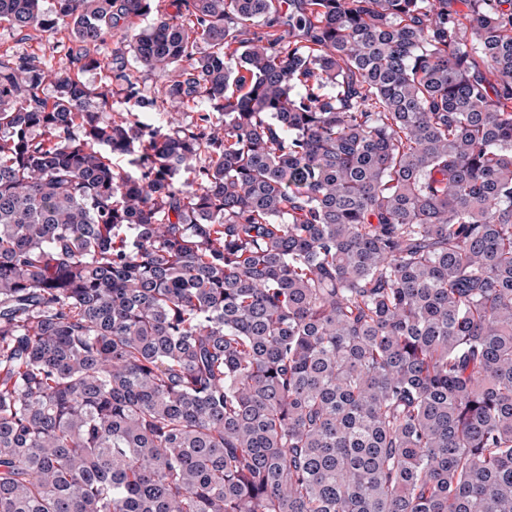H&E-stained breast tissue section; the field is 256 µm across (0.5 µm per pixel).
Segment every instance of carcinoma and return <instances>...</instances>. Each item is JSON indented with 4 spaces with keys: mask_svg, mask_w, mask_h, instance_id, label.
Masks as SVG:
<instances>
[{
    "mask_svg": "<svg viewBox=\"0 0 512 512\" xmlns=\"http://www.w3.org/2000/svg\"><path fill=\"white\" fill-rule=\"evenodd\" d=\"M169 7L0 0V512H512V0ZM29 36L11 30L6 25L0 27V52L8 49L10 52L24 54L41 67H51L56 70L70 68L66 51L75 45L69 41L66 30L48 36L46 33L30 31ZM65 45V48L63 47ZM117 35L112 37L106 44L99 46L97 49H91L94 54L102 59L110 67H124L133 74L134 78L146 89H150L157 94V89H161L163 79L147 72L140 65H138L132 57L131 52H128L126 42H122L121 31H117ZM134 110L138 115L141 121L152 124V125H165L167 121H169L170 115L167 112H157L154 109H141L137 106L133 105V101L126 103L124 100H118L115 104H113V111L108 112L107 116H117L118 113L126 114V110Z\"/></svg>",
    "mask_w": 512,
    "mask_h": 512,
    "instance_id": "1",
    "label": "carcinoma"
}]
</instances>
